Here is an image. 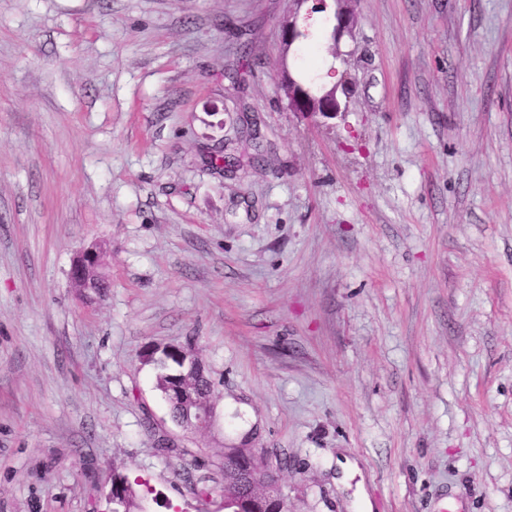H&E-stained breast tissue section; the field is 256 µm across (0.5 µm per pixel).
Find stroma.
Instances as JSON below:
<instances>
[{
	"mask_svg": "<svg viewBox=\"0 0 512 512\" xmlns=\"http://www.w3.org/2000/svg\"><path fill=\"white\" fill-rule=\"evenodd\" d=\"M287 8L0 0V512H103L115 473L224 512L240 447L289 512H354L340 448L375 512H512V0H356L345 64L313 39L353 89L323 123L267 72ZM99 261V254L96 250L90 249L84 251L76 257L71 269V279L73 282H85L86 288L93 289L97 282L88 281L89 270ZM94 290V289H93ZM180 363L179 379L176 384L166 390V398L170 405L177 404L184 413V422L177 420L185 427H204L211 417L209 394H200L180 381L190 383L202 370L198 361L183 349L170 351Z\"/></svg>",
	"mask_w": 512,
	"mask_h": 512,
	"instance_id": "35a3bbf8",
	"label": "stroma"
}]
</instances>
